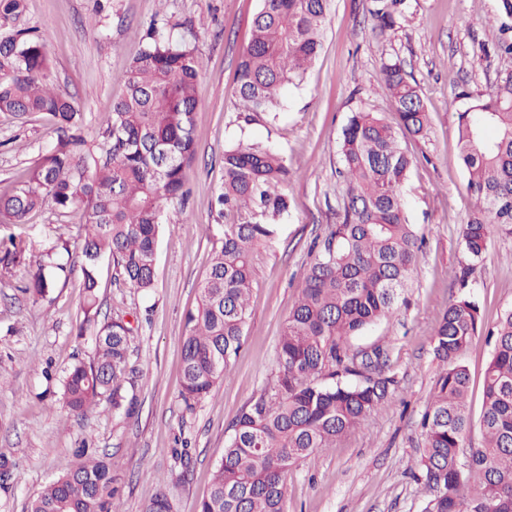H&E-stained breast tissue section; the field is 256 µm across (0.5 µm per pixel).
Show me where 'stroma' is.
I'll list each match as a JSON object with an SVG mask.
<instances>
[{
  "instance_id": "obj_1",
  "label": "stroma",
  "mask_w": 512,
  "mask_h": 512,
  "mask_svg": "<svg viewBox=\"0 0 512 512\" xmlns=\"http://www.w3.org/2000/svg\"><path fill=\"white\" fill-rule=\"evenodd\" d=\"M259 0H27L19 29H37L47 41L52 83L87 115L85 135L99 138L123 91V76L144 44L154 18L166 19L175 37L195 45L202 74L195 89L196 153L188 169L187 203L167 204L174 224L163 225L154 285L134 293L115 283L111 259L98 271L103 317L124 316L133 327L124 390L137 404L127 419L103 403L73 414L62 399L61 377L94 357L92 332L78 334L85 318L80 269L61 276L39 302L20 291L26 269L0 268V455L14 463L11 490L0 492V512H25L45 483L70 471L76 451L105 453L121 489L122 512H143L163 486L173 512H199L211 474L221 461L229 425L241 409L273 386L277 346L298 298L303 271L314 259L310 244L343 213L347 186L340 176L342 130L364 108L391 118L383 61L401 60L419 85L430 113L427 138H404L414 163L402 192L406 216L424 241L418 265L391 319L350 337L352 349L388 347L398 386L393 403L373 412L333 448L315 452L288 477L287 512H422V487L410 475L422 438L420 416L438 378L434 328L459 294L455 273L467 262L461 226L470 209L465 172L457 160V114L466 97L485 94L512 72V56L480 61L512 17L500 0H406V22L379 35L371 0H334L323 49L303 81L289 87L279 109L240 118L235 96L237 64ZM56 139L43 115L25 119L0 112V192L9 189ZM276 147L293 172L282 188L287 213L276 218L272 247L253 260L244 343L233 370L194 412L179 401L185 316L199 303L224 227L241 220L218 214L215 196L224 181L225 149L238 142ZM80 214L45 208L24 224H0V243L20 241L46 249L77 245ZM512 235H495L474 273L472 294L487 324L512 309ZM492 346L479 337L462 360L470 373V405L479 413L483 374ZM188 449V483L171 478L175 452Z\"/></svg>"
}]
</instances>
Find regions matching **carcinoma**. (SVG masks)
<instances>
[{
    "mask_svg": "<svg viewBox=\"0 0 512 512\" xmlns=\"http://www.w3.org/2000/svg\"><path fill=\"white\" fill-rule=\"evenodd\" d=\"M333 0H259L250 37L236 70L235 94L246 112L279 105L323 48ZM375 29L393 31L405 18L404 0H371ZM25 0H0V27L16 20ZM155 24L132 59L124 91L112 104L101 140L83 130L86 114L51 85L46 44L33 30L0 40V112L47 116L57 137L24 178L0 192V224H24L45 206L82 215L78 241L86 314L98 313L97 267L112 259L114 279L137 293L154 284L155 258L167 203L184 202L187 169L195 155L194 86L200 75L195 47ZM396 125L373 112L351 113L342 131L340 155L347 200L340 223L315 239L314 262L304 273L297 302L278 343L273 387L250 400L231 422L224 457L199 512H286L288 474L310 454L394 399L389 349L353 350L349 337L392 316L422 248L405 215L402 186L412 157L396 130L423 138L429 112L417 83L401 62L382 63ZM458 159L466 173L472 207L461 237L469 257L456 279L465 289L448 305L432 336L441 366L421 415L423 450L412 471L425 494L423 512H512V310L488 335L494 351L484 372L479 420L482 443L467 445L472 418L469 374L462 353L481 335L484 322L466 291L476 263L494 234L512 235V74L489 92L471 98L457 113ZM290 180L284 158L268 145L239 144L224 150V183L215 197L218 213L246 214L224 225L199 286V306L185 319L179 398L192 411L232 368L243 341L252 287L253 257L272 245L275 219L288 212L281 186ZM23 288L38 300L55 287L53 249L33 255L12 244L0 265L29 267ZM131 328L121 318L99 325L93 362L75 363L63 376L68 409L83 415L101 401L112 412L133 414L122 395L129 367ZM70 472L45 485L27 512H120L119 487L105 458L87 448ZM145 512H173L167 488Z\"/></svg>",
    "mask_w": 512,
    "mask_h": 512,
    "instance_id": "obj_1",
    "label": "carcinoma"
}]
</instances>
